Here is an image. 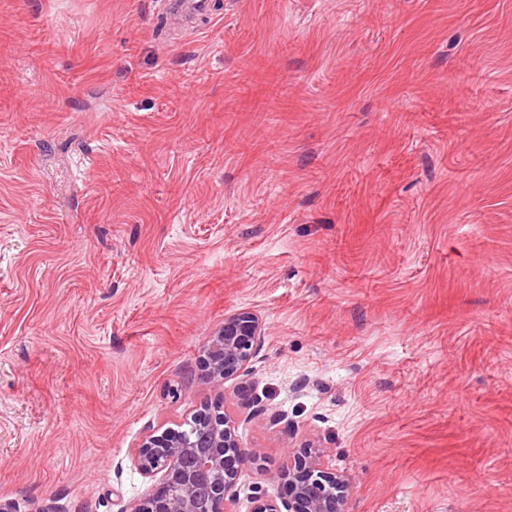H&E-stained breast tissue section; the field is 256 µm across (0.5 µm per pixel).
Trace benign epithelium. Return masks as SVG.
<instances>
[{"instance_id": "1", "label": "benign epithelium", "mask_w": 512, "mask_h": 512, "mask_svg": "<svg viewBox=\"0 0 512 512\" xmlns=\"http://www.w3.org/2000/svg\"><path fill=\"white\" fill-rule=\"evenodd\" d=\"M264 334L261 319L250 309L224 315L200 361L218 398L201 404L186 428L151 434L138 444L136 467L158 481L142 503L120 512H236L237 483L254 455L225 409L224 384L238 380L247 392L246 377ZM267 479L288 485V498L257 497L252 512H281L283 507L286 512H349L351 478L329 468L326 451L312 441L288 449L283 464Z\"/></svg>"}]
</instances>
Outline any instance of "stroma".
Returning a JSON list of instances; mask_svg holds the SVG:
<instances>
[{"label": "stroma", "mask_w": 512, "mask_h": 512, "mask_svg": "<svg viewBox=\"0 0 512 512\" xmlns=\"http://www.w3.org/2000/svg\"><path fill=\"white\" fill-rule=\"evenodd\" d=\"M240 308L236 512L308 438L351 512H512V0H0V498L144 499Z\"/></svg>", "instance_id": "1"}]
</instances>
